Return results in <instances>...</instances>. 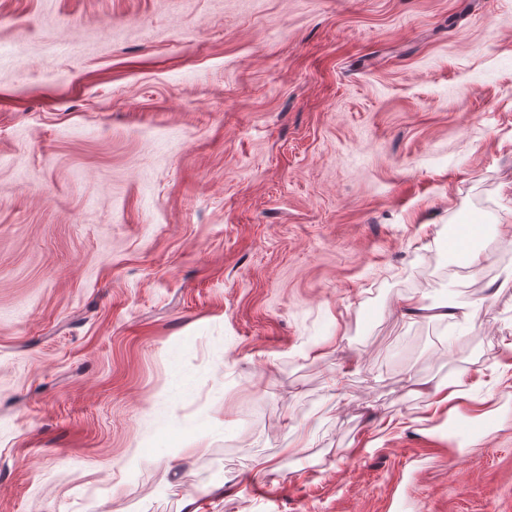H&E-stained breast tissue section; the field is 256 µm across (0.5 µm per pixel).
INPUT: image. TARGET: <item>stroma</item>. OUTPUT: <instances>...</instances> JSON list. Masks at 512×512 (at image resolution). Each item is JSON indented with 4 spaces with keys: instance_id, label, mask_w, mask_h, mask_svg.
I'll list each match as a JSON object with an SVG mask.
<instances>
[{
    "instance_id": "obj_1",
    "label": "stroma",
    "mask_w": 512,
    "mask_h": 512,
    "mask_svg": "<svg viewBox=\"0 0 512 512\" xmlns=\"http://www.w3.org/2000/svg\"><path fill=\"white\" fill-rule=\"evenodd\" d=\"M503 224L512 0H0V512H512Z\"/></svg>"
}]
</instances>
